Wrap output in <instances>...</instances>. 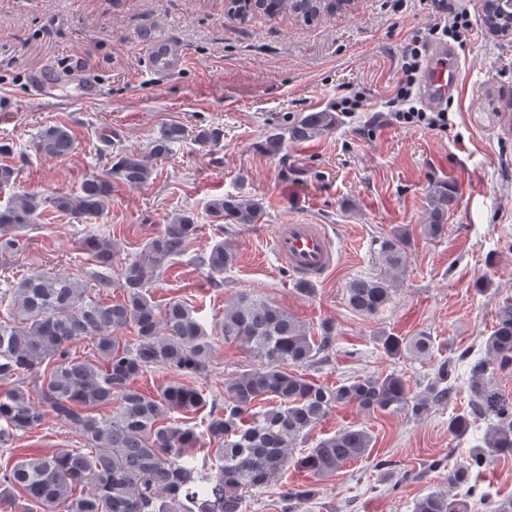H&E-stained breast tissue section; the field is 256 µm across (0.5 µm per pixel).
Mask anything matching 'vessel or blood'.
<instances>
[{
  "label": "vessel or blood",
  "instance_id": "obj_1",
  "mask_svg": "<svg viewBox=\"0 0 512 512\" xmlns=\"http://www.w3.org/2000/svg\"><path fill=\"white\" fill-rule=\"evenodd\" d=\"M154 48L148 56L146 70L153 79H162L177 73L184 55L177 38L158 34L153 38ZM458 78V59L455 49L441 45L434 48L429 59V70L424 80L422 99L432 104L447 97ZM31 92L46 103L61 99L89 101L102 94L100 84L88 78L79 64H70L59 71H34ZM274 249L282 262L303 279L315 281L324 277L336 264L334 242L319 224L297 221L281 225Z\"/></svg>",
  "mask_w": 512,
  "mask_h": 512
}]
</instances>
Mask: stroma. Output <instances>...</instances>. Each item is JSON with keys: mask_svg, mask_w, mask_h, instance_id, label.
<instances>
[{"mask_svg": "<svg viewBox=\"0 0 512 512\" xmlns=\"http://www.w3.org/2000/svg\"><path fill=\"white\" fill-rule=\"evenodd\" d=\"M474 22L459 50L457 91L449 95L447 131L378 121L401 77V55L413 35L440 18L434 0H357L353 9L310 23L296 18L230 19L224 0H0V164L18 169L19 191L73 193L103 175L121 148L149 152L161 129L180 124L189 139L156 163L142 189L112 182V200L90 223L51 209L21 236L23 247L0 256V291L38 271L83 275L95 264L81 250L89 234L112 239L117 253L110 276L140 251L169 219L198 217V231L183 257L164 266L149 291L158 304L181 300L206 324L224 315L241 293L285 309L311 332L336 327L333 347L302 369L333 387L369 375L400 374L420 391L430 370L410 354L388 355L378 337L433 336L439 357L459 360L451 403L424 415L337 405L305 439L290 448L281 482L245 494L243 512H281V483L315 490L300 512H412L416 499L445 488L444 466L483 441L487 423L472 422L458 437L451 417L469 413L468 364L484 355L498 304L512 296V38L483 24L484 0H467ZM173 33L186 53L173 77L150 79L145 61L154 30ZM83 63L104 89L92 103L51 105L33 98L29 71ZM359 91L362 109L339 113L334 131L308 141H285L266 152L267 138L312 112L333 110L345 89ZM67 127L75 150L65 159L35 152L37 133ZM219 129L218 145L193 136ZM445 182L456 194L447 230L437 240L420 232L431 187ZM257 200L256 224L212 218L213 198ZM304 218L324 225L337 261L314 291L277 258L281 225ZM408 229L407 266L390 304L366 318L346 304L347 283L379 273V245ZM235 254L234 265L211 273L199 259L216 241ZM257 364L233 343H218L208 369L192 378L208 399L223 400L224 380ZM358 426L372 436L369 456L321 476L300 465L316 440ZM70 427L47 416L38 429L18 433L0 448V471L19 458L82 447ZM388 467H380V460Z\"/></svg>", "mask_w": 512, "mask_h": 512, "instance_id": "stroma-1", "label": "stroma"}]
</instances>
